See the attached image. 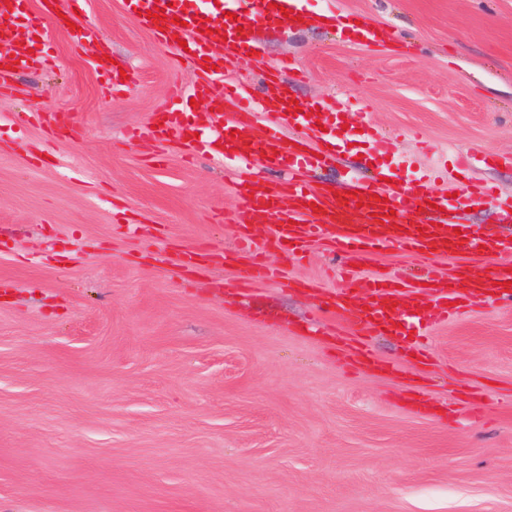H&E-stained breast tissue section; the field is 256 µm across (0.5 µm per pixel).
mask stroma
<instances>
[{"mask_svg": "<svg viewBox=\"0 0 512 512\" xmlns=\"http://www.w3.org/2000/svg\"><path fill=\"white\" fill-rule=\"evenodd\" d=\"M386 29L371 48L336 24L256 25L260 63L225 61L263 91L283 58L290 95L347 114L349 145L311 183L491 189L469 226L505 234L512 198V0H309ZM78 13L100 33L72 40ZM45 65L0 91V512H512V301L402 338L350 327L385 374L338 351L341 259L322 242L262 253L275 278L240 287L233 164L175 137H137L190 85L121 0H59ZM130 67L113 92L98 53ZM373 125L386 150L362 135ZM479 146L469 167L448 156ZM393 249L363 274H453Z\"/></svg>", "mask_w": 512, "mask_h": 512, "instance_id": "1", "label": "stroma"}]
</instances>
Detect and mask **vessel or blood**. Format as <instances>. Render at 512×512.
<instances>
[{"label": "vessel or blood", "instance_id": "vessel-or-blood-1", "mask_svg": "<svg viewBox=\"0 0 512 512\" xmlns=\"http://www.w3.org/2000/svg\"><path fill=\"white\" fill-rule=\"evenodd\" d=\"M249 11L230 18L235 0H221L219 5L191 6L190 0H123L126 11L136 23L154 32L161 46L175 47L185 40L194 64V96L206 101L211 109V132L199 124L187 122L178 112H166L151 137L163 139L177 134L205 150L216 151L223 159L239 161L245 169L261 166L287 171L288 178L270 187L255 178L244 179L237 188L242 244L263 242L270 249L302 253L308 243L322 234H330L336 252L343 255L350 272L346 285L333 303L348 323H360L373 331L408 339L411 349L426 355V333L406 329V322L431 318L444 322L459 308L473 300H500L512 296V236H499L479 230L456 229L454 223L429 221L416 224L417 212H429L431 205L445 211L459 210L462 199L435 193L429 175H422L406 186L377 179L364 182L351 179L350 193L337 195L334 190L314 187L307 178L311 169L331 164L337 142L336 123L320 114L318 105L296 107L280 81L271 75L259 108L249 105L225 114L215 86L217 69L224 64L225 53L247 55L250 34L255 24L268 26L285 23L286 12L298 20L308 17L307 0H247ZM23 0H0V26L22 21L24 32L33 39L46 38V13L24 15ZM156 10L147 18V10ZM272 112L288 125L305 126L318 134L326 147L311 151L306 141L284 138L279 132L256 138L250 133L256 111ZM287 209H280V201ZM397 246L424 260H436L466 250L481 253L484 265L470 266L455 279L444 282L429 277V290L406 283L403 278H358L356 272L367 253L377 248Z\"/></svg>", "mask_w": 512, "mask_h": 512}]
</instances>
